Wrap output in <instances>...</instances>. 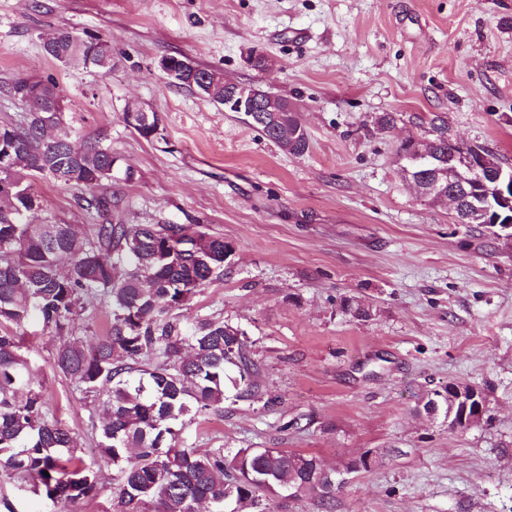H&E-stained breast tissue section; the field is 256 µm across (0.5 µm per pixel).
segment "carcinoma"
I'll return each mask as SVG.
<instances>
[{"label":"carcinoma","mask_w":512,"mask_h":512,"mask_svg":"<svg viewBox=\"0 0 512 512\" xmlns=\"http://www.w3.org/2000/svg\"><path fill=\"white\" fill-rule=\"evenodd\" d=\"M43 44L46 57L63 66H87V55L112 53L100 38L85 41L74 32L53 31ZM206 85L196 88L214 104L224 103L223 74L199 69ZM31 85L32 108L62 98L56 83L18 80L13 92ZM266 106L277 118L249 125L283 151L301 156L308 138L297 133L299 118L288 100ZM64 132L56 149L45 144L40 118L28 113L20 124H0V138L17 143L7 181L12 195L0 198V477L32 479V492L52 505L92 501L100 492L98 471L87 465L70 430L48 417L21 353V331L39 318L60 337L55 368L102 407L98 455L116 472L114 512H266L265 494L312 498L322 512H334L344 476L369 470L364 458L343 471L326 468L314 454L279 448H211L182 445L186 425L224 407L226 392H249L254 374L245 353V333L219 320L189 322L172 315L199 288L224 270V239L178 224H127L112 218V197L87 200L102 219L82 232L74 224H34L40 208L29 182L45 176L84 190L112 181V149L102 139L73 145ZM457 142L441 116L430 120L432 155L448 156ZM181 247L178 260L171 251ZM105 310V331L89 342L73 334L76 320ZM343 309L358 320L370 308L354 297Z\"/></svg>","instance_id":"1"}]
</instances>
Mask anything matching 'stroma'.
Returning <instances> with one entry per match:
<instances>
[{
  "mask_svg": "<svg viewBox=\"0 0 512 512\" xmlns=\"http://www.w3.org/2000/svg\"><path fill=\"white\" fill-rule=\"evenodd\" d=\"M58 28L107 40L111 70L45 58ZM253 50L274 67L252 69ZM165 55L288 99L307 152L169 83ZM21 79L56 82L75 142L111 147L113 214L199 224L234 248L181 313L244 331L255 388L187 425L186 446L280 448L329 468L372 454L334 512H512V239L458 223L399 160L438 114L450 138L512 166V0H0V123L25 113ZM131 102L158 113L164 143L125 124ZM30 189L35 223H94L82 190L46 177ZM345 296L372 317L343 313ZM57 342L28 325L31 378L90 462L99 411L56 371ZM450 382L484 389L480 425L457 432L419 410Z\"/></svg>",
  "mask_w": 512,
  "mask_h": 512,
  "instance_id": "stroma-1",
  "label": "stroma"
}]
</instances>
